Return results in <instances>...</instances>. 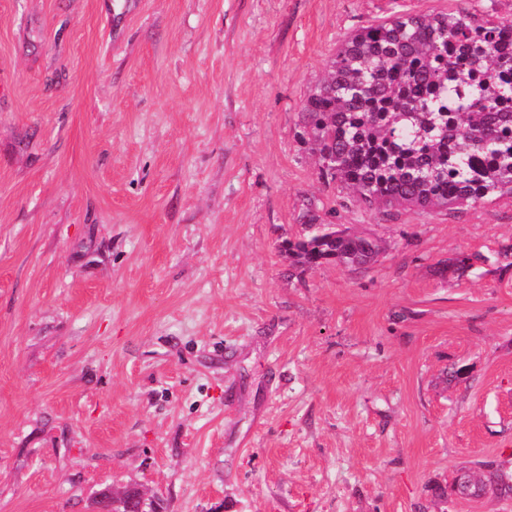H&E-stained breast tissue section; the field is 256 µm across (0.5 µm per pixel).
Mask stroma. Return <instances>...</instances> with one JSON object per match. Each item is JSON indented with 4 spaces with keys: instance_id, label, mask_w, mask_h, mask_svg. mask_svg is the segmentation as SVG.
I'll list each match as a JSON object with an SVG mask.
<instances>
[{
    "instance_id": "1",
    "label": "stroma",
    "mask_w": 512,
    "mask_h": 512,
    "mask_svg": "<svg viewBox=\"0 0 512 512\" xmlns=\"http://www.w3.org/2000/svg\"><path fill=\"white\" fill-rule=\"evenodd\" d=\"M457 9L512 0H0V512H512L452 490L512 478V198L379 213L300 139L356 29ZM308 214L382 253L292 265ZM479 467L473 473V491L486 494V488L492 487V493L496 495L512 494V485L505 484L494 461H484L478 464Z\"/></svg>"
}]
</instances>
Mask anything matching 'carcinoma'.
Masks as SVG:
<instances>
[{
  "mask_svg": "<svg viewBox=\"0 0 512 512\" xmlns=\"http://www.w3.org/2000/svg\"><path fill=\"white\" fill-rule=\"evenodd\" d=\"M304 143L319 175L371 209H456L512 196V19L463 11L396 14L359 28L302 105ZM282 245L301 267L371 264L378 241L321 229ZM473 491L512 494L493 461ZM112 512H143L139 491Z\"/></svg>",
  "mask_w": 512,
  "mask_h": 512,
  "instance_id": "obj_1",
  "label": "carcinoma"
}]
</instances>
